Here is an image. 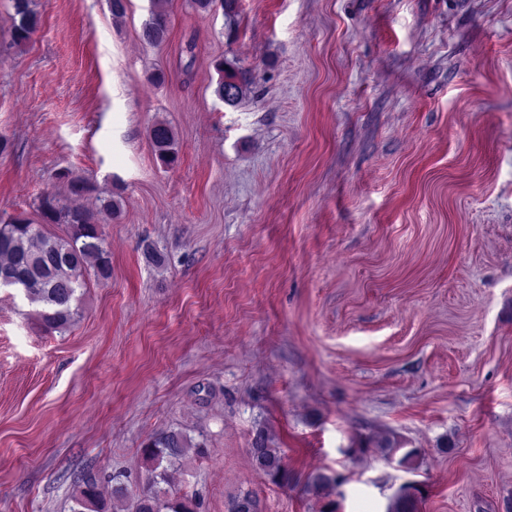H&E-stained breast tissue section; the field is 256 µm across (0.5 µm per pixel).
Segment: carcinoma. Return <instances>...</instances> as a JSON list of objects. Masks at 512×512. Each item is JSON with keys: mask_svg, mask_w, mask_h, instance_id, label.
Returning <instances> with one entry per match:
<instances>
[{"mask_svg": "<svg viewBox=\"0 0 512 512\" xmlns=\"http://www.w3.org/2000/svg\"><path fill=\"white\" fill-rule=\"evenodd\" d=\"M154 0V8L144 23L142 39L153 46L164 43L169 35V14ZM15 40L25 44L40 25V17L32 8V0H14ZM222 77L216 95L229 106L244 99L250 87L248 72L231 64L220 63ZM149 138L159 159L166 165L175 163V135L165 122L149 129ZM41 223L32 224L21 216L0 222V274L16 272L28 284L25 298L38 307L37 316L45 329L64 333L78 314V303L92 279L106 281L112 275V260L102 225L119 217L117 201L103 202L98 214L84 210L74 201H64L56 194L44 192L39 196ZM62 224L66 231L53 235L47 225ZM378 452L391 458L398 451L387 436L369 439L358 452ZM191 451L190 440L180 431H165L150 438L145 456L151 466L146 486L133 499L121 484L112 489L113 498L125 503L131 512H190L183 502L171 499L169 490L160 487L167 483L168 467L180 462ZM253 466L274 481L288 479L280 449L269 445L264 432L256 436L250 449ZM342 483L338 474L315 472L308 476V485L315 491L335 488ZM99 481L93 474L82 478L71 496L70 512H99ZM258 499L251 491L240 492L229 504V512H257ZM389 512H416L413 494L401 493L390 505Z\"/></svg>", "mask_w": 512, "mask_h": 512, "instance_id": "cac0c4a2", "label": "carcinoma"}]
</instances>
